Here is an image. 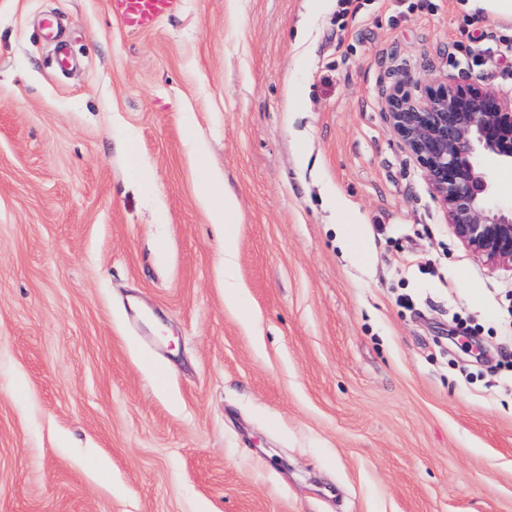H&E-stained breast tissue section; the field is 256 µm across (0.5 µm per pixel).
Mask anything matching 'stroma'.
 <instances>
[{
    "label": "stroma",
    "instance_id": "obj_1",
    "mask_svg": "<svg viewBox=\"0 0 512 512\" xmlns=\"http://www.w3.org/2000/svg\"><path fill=\"white\" fill-rule=\"evenodd\" d=\"M446 76L512 96V25L0 0V512H512V270L385 110ZM181 0H111L112 12L130 31L151 30L164 16L179 9ZM211 220L214 224L224 225V288H228L225 293V301L230 305H239L241 303V293L239 286L235 281L233 271V250L232 243L236 238V224H239V215L235 199L224 193V203L222 206L211 210Z\"/></svg>",
    "mask_w": 512,
    "mask_h": 512
}]
</instances>
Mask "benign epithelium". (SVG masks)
Segmentation results:
<instances>
[{
	"label": "benign epithelium",
	"mask_w": 512,
	"mask_h": 512,
	"mask_svg": "<svg viewBox=\"0 0 512 512\" xmlns=\"http://www.w3.org/2000/svg\"><path fill=\"white\" fill-rule=\"evenodd\" d=\"M386 110L456 238L483 262L512 266V205L494 201L495 171L512 165V99L478 79L400 78Z\"/></svg>",
	"instance_id": "benign-epithelium-1"
}]
</instances>
